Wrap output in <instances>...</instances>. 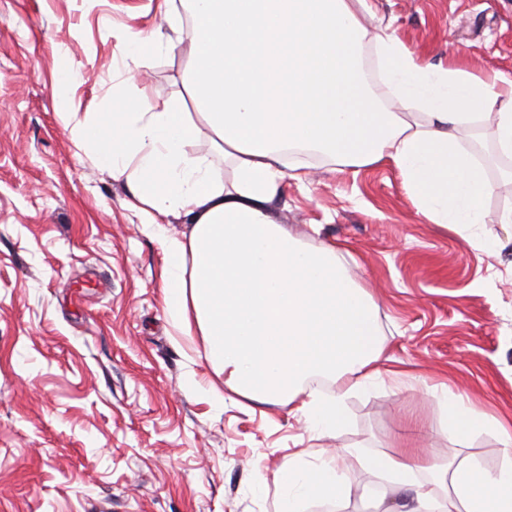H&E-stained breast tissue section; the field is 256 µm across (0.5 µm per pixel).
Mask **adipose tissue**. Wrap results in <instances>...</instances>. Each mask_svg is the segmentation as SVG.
I'll list each match as a JSON object with an SVG mask.
<instances>
[{
  "mask_svg": "<svg viewBox=\"0 0 512 512\" xmlns=\"http://www.w3.org/2000/svg\"><path fill=\"white\" fill-rule=\"evenodd\" d=\"M368 0H164V29L129 32L123 71L134 78L163 49L190 46L186 92L153 102L124 98L110 112L70 127L113 177H126L137 211L178 212L187 232L160 230L162 300L182 333L198 329L224 386L239 397L288 404L311 427L333 429L343 400L381 378L378 306L349 273L340 248L310 247L271 217L292 148L308 147L346 168H395L431 224L452 225L474 245L481 202L492 186L473 145L492 133L512 157V79L435 68L389 33L370 35ZM372 46L391 90H367L362 60ZM207 139L212 156L191 153ZM332 382L325 395L307 388ZM442 426L458 439L498 432L499 463L429 460L414 443L393 453L312 448L289 455L277 475V512L338 500L347 473L376 475L373 512L410 494L407 512H512V431L462 393L432 390Z\"/></svg>",
  "mask_w": 512,
  "mask_h": 512,
  "instance_id": "adipose-tissue-1",
  "label": "adipose tissue"
}]
</instances>
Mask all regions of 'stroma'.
<instances>
[{
	"instance_id": "35a3bbf8",
	"label": "stroma",
	"mask_w": 512,
	"mask_h": 512,
	"mask_svg": "<svg viewBox=\"0 0 512 512\" xmlns=\"http://www.w3.org/2000/svg\"><path fill=\"white\" fill-rule=\"evenodd\" d=\"M162 0H0V512H275L283 459L305 448L389 450L420 439L438 461L495 467L497 432L449 439L428 388L467 394L512 424V159L474 248L429 224L387 165L341 168L304 157L272 215L300 237L348 250L383 325L381 379L346 397V421L312 432L288 405L222 386L202 337L180 335L162 303L161 248L125 181L100 169L66 127L109 111L121 38L162 24ZM386 31L434 66L512 79V0H371ZM71 60L61 69V56ZM186 44L130 86L182 94ZM307 512H370L379 481Z\"/></svg>"
}]
</instances>
